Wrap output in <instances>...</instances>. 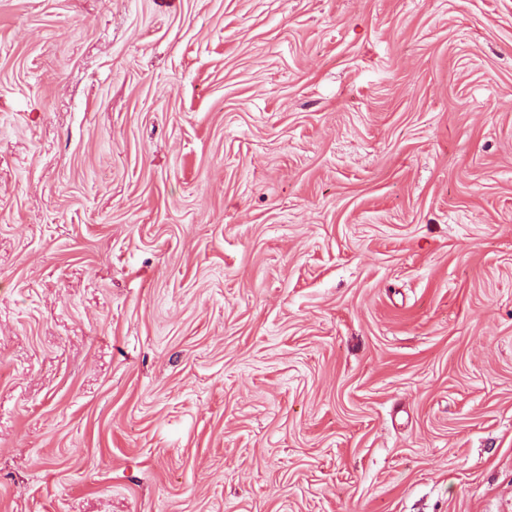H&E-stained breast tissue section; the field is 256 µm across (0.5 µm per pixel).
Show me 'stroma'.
Here are the masks:
<instances>
[{"label": "stroma", "instance_id": "35a3bbf8", "mask_svg": "<svg viewBox=\"0 0 512 512\" xmlns=\"http://www.w3.org/2000/svg\"><path fill=\"white\" fill-rule=\"evenodd\" d=\"M0 512H512V0H0Z\"/></svg>", "mask_w": 512, "mask_h": 512}]
</instances>
